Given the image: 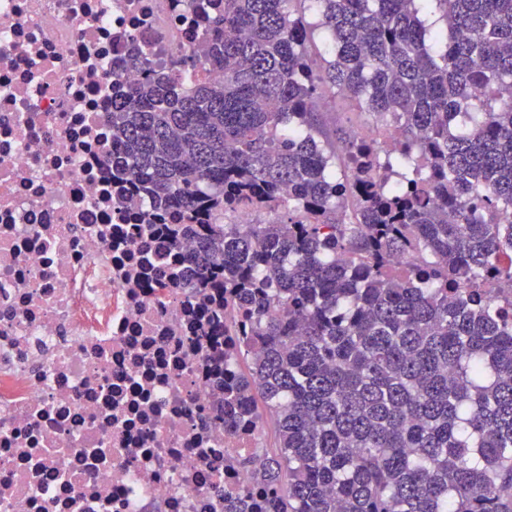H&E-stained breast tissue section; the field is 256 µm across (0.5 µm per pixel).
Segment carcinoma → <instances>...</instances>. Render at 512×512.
Returning <instances> with one entry per match:
<instances>
[{
  "label": "carcinoma",
  "instance_id": "1",
  "mask_svg": "<svg viewBox=\"0 0 512 512\" xmlns=\"http://www.w3.org/2000/svg\"><path fill=\"white\" fill-rule=\"evenodd\" d=\"M223 2L202 57L130 55L112 181L151 195L166 247L199 237L167 283L263 343L224 400L275 421L266 512H512V297L483 294L512 289V0H310L319 69L295 0ZM325 91L396 132L345 137L342 180ZM240 209L281 220L223 221ZM309 3H294L293 9L299 15H302L308 26V41L307 46L313 65L320 67L323 65V59L330 60L332 55L329 53L328 41H326L325 32L317 27L318 16L316 13L309 9Z\"/></svg>",
  "mask_w": 512,
  "mask_h": 512
}]
</instances>
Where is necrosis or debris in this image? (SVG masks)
Here are the masks:
<instances>
[{
  "label": "necrosis or debris",
  "instance_id": "1",
  "mask_svg": "<svg viewBox=\"0 0 512 512\" xmlns=\"http://www.w3.org/2000/svg\"><path fill=\"white\" fill-rule=\"evenodd\" d=\"M222 0H0V512H224L265 445L225 332L197 340L196 244L163 250L112 187V99L153 62L202 55ZM222 423L209 420L213 413Z\"/></svg>",
  "mask_w": 512,
  "mask_h": 512
}]
</instances>
